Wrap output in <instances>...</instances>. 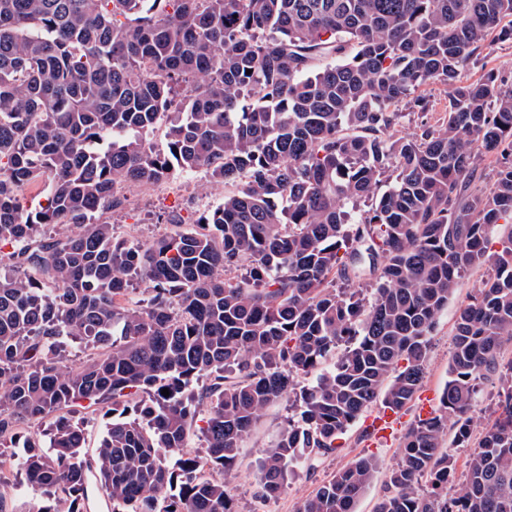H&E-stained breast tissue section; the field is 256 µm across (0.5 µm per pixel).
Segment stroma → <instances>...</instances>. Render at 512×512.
<instances>
[{
    "label": "stroma",
    "mask_w": 512,
    "mask_h": 512,
    "mask_svg": "<svg viewBox=\"0 0 512 512\" xmlns=\"http://www.w3.org/2000/svg\"><path fill=\"white\" fill-rule=\"evenodd\" d=\"M224 185L210 181L204 172L183 174L159 186L126 188L127 200L122 208L106 213L118 235L142 241L153 240L173 232L171 216H179L183 226L195 224L207 210L224 201ZM487 266H477L460 280L447 310L439 317L432 333L423 383L407 409L399 415V424L389 441L381 442L369 435L367 426L381 409L371 405L336 442L334 451L318 455L295 467L286 487L279 496L262 497L258 489L262 459L288 421L298 412L291 401L282 399L271 404L256 422L250 435L241 445L228 491L236 502L238 512H298L301 503L329 482L350 460L368 455L379 462V471L358 505V512H373L376 502L386 491L390 470L400 454L403 434L414 424L421 403L438 406L440 393L448 379L455 318L458 308L483 285ZM0 492L5 495L1 504L5 512H31L43 498L33 491L15 469H6L0 477Z\"/></svg>",
    "instance_id": "35a3bbf8"
}]
</instances>
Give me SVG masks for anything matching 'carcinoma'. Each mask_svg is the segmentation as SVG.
<instances>
[{"mask_svg": "<svg viewBox=\"0 0 512 512\" xmlns=\"http://www.w3.org/2000/svg\"><path fill=\"white\" fill-rule=\"evenodd\" d=\"M493 33L512 40V0H0V261L17 269L0 277V446L55 415L46 448L16 460L48 492L34 512H81L90 464L61 415L80 401H112L96 455L112 512H238L225 486L240 444L293 395L298 419L259 473L279 494L372 404L412 401L438 318L485 262L439 406L403 436L374 512H512V233L488 253L512 220V87L491 69L462 79L486 69ZM430 83L449 88L440 124ZM484 156L496 179L476 192ZM198 170L232 190L194 229L133 241L100 219L122 188ZM366 271L367 302L349 287ZM143 281L147 300L129 302ZM69 337L91 350L76 370ZM494 376L498 409L450 498L448 420L450 445L470 446ZM197 400L205 446L190 453ZM377 471L355 458L299 512H357Z\"/></svg>", "mask_w": 512, "mask_h": 512, "instance_id": "1", "label": "carcinoma"}]
</instances>
